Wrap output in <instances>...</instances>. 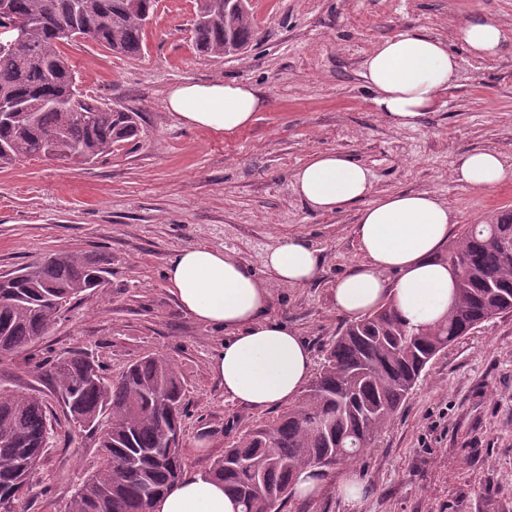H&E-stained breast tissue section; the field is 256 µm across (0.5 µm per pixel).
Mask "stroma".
I'll use <instances>...</instances> for the list:
<instances>
[{"instance_id":"1","label":"stroma","mask_w":512,"mask_h":512,"mask_svg":"<svg viewBox=\"0 0 512 512\" xmlns=\"http://www.w3.org/2000/svg\"><path fill=\"white\" fill-rule=\"evenodd\" d=\"M195 11L196 0H158L133 58L88 39L62 48L82 92L140 113L134 142L91 165L25 159L0 169V274L58 252L97 255L108 269L104 288L73 300L32 352L0 355V388L43 396L55 421L25 512H64L103 463L97 435L67 419L32 355L81 352L110 380L144 356L172 359L188 403V472L208 471L235 436L278 416L225 399L209 368L224 334L187 314L166 280L183 249L232 251L261 277L269 247L303 237L321 258L318 275L274 288L269 315L322 365L345 322L333 286L364 258L358 206L316 213L293 191L313 155L365 165L378 198L436 193L454 216L451 248L469 225L512 210V179L477 190L452 177L472 150L512 166V0H250L252 43L228 58L197 50ZM487 16L505 32L492 59L452 38L459 22ZM408 32L446 40L460 68L432 111L399 128L376 112L364 72L377 46ZM213 80L251 84L266 101L230 138L164 107L174 86ZM350 472L363 488L357 512H512V313L441 350L375 446L329 473L319 497H291L281 512H350L337 489Z\"/></svg>"}]
</instances>
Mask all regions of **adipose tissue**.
I'll return each instance as SVG.
<instances>
[{
  "label": "adipose tissue",
  "mask_w": 512,
  "mask_h": 512,
  "mask_svg": "<svg viewBox=\"0 0 512 512\" xmlns=\"http://www.w3.org/2000/svg\"><path fill=\"white\" fill-rule=\"evenodd\" d=\"M458 39L483 58H494L504 39L496 19L460 22ZM459 62L441 40L405 33L377 47L364 78L373 102L390 122L409 126L433 109L458 73ZM263 98L237 81H188L165 99L169 111L189 126L233 135L250 125ZM455 178L477 189L512 178L496 152L477 150L458 161ZM293 188L310 209L333 212L353 204L361 210L355 235L365 261L339 277L333 288L337 311L350 319L389 304L413 330L432 327L455 300V270L440 252L453 216L430 192L373 199L370 170L334 151L314 155L295 174ZM317 250L298 238L270 250L259 279L233 253L207 246L178 252L165 274L182 308L194 319L222 329L223 345L210 369L225 396L259 410L297 400L312 372L304 339L270 318L272 287L300 286L318 274ZM221 482L207 473H187L152 505L151 512H240Z\"/></svg>",
  "instance_id": "adipose-tissue-1"
}]
</instances>
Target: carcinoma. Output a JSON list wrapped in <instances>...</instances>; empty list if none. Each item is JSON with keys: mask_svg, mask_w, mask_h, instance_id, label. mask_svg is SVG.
Returning <instances> with one entry per match:
<instances>
[{"mask_svg": "<svg viewBox=\"0 0 512 512\" xmlns=\"http://www.w3.org/2000/svg\"><path fill=\"white\" fill-rule=\"evenodd\" d=\"M226 0H196L197 49L216 57L251 43L247 10ZM156 0H9L7 19L28 22L22 45L0 37V100L13 110L0 121V168L29 159L95 162L135 139L140 116L109 107L77 87L61 46L89 38L116 56L142 51V30ZM458 277L457 300L440 325L416 332L384 306L345 323L320 372L298 402L224 448L208 470L241 512H278L304 468L323 472L364 454L391 422L427 364L479 325L512 312V211L473 224L448 256ZM100 260L54 254L0 279V353L26 349L71 300L104 286ZM54 380L74 423L104 426L101 469L71 496L65 512H150L182 476V449L167 450L183 428L184 383L169 359L146 356L106 381L94 360L74 354L37 365ZM50 434L44 400L0 391V510L20 512L30 475Z\"/></svg>", "mask_w": 512, "mask_h": 512, "instance_id": "carcinoma-1", "label": "carcinoma"}]
</instances>
